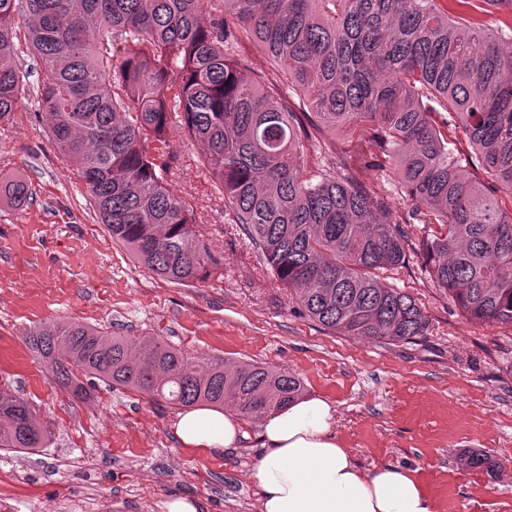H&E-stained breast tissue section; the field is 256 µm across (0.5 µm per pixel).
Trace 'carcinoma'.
<instances>
[{"label":"carcinoma","instance_id":"1","mask_svg":"<svg viewBox=\"0 0 512 512\" xmlns=\"http://www.w3.org/2000/svg\"><path fill=\"white\" fill-rule=\"evenodd\" d=\"M272 63L250 77L239 45ZM512 20L455 15L445 0H0V124L27 93L22 54L40 61L37 102L59 159L84 184L112 240L178 284L219 264L167 183L168 134L182 128L232 222L293 303L342 336L394 344L426 334L415 299L380 271L419 252L470 320L512 326ZM341 129L346 141L321 140ZM462 131L483 179L463 169ZM318 143L316 155L306 146ZM394 174L412 202L391 212L355 172ZM20 204L23 181L0 185ZM429 226L415 247L401 224ZM79 398L81 377L175 407L259 419L298 398L292 373L193 361L155 336H106L80 322L25 333ZM50 428L0 391V449L43 447ZM466 468L494 467L484 454Z\"/></svg>","mask_w":512,"mask_h":512}]
</instances>
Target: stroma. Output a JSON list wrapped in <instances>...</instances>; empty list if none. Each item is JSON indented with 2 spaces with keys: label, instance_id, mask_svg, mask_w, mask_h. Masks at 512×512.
Returning <instances> with one entry per match:
<instances>
[{
  "label": "stroma",
  "instance_id": "obj_1",
  "mask_svg": "<svg viewBox=\"0 0 512 512\" xmlns=\"http://www.w3.org/2000/svg\"><path fill=\"white\" fill-rule=\"evenodd\" d=\"M173 191L222 264L202 283L165 281L114 243L83 184L64 168L45 113L26 104L0 126V179H24L28 204L0 201V389L25 399L52 431L33 453L0 450V499L14 512H260L252 468L257 421L234 448H182L177 409L95 381L89 399L60 389L25 331L76 321L115 336H155L193 357L250 361L296 374L336 409V433L362 468L409 470L436 512H512V327L467 321L420 258L386 272L429 319L426 335L384 344L335 334L301 314L270 266L229 223L198 163L171 128ZM467 451L494 471L468 469Z\"/></svg>",
  "mask_w": 512,
  "mask_h": 512
}]
</instances>
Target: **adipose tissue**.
Masks as SVG:
<instances>
[{"mask_svg":"<svg viewBox=\"0 0 512 512\" xmlns=\"http://www.w3.org/2000/svg\"><path fill=\"white\" fill-rule=\"evenodd\" d=\"M175 435L193 450L236 447L241 422L222 410L199 406L177 416ZM264 450L252 478L260 512H432L421 484L404 468L364 471L336 434V410L308 395L263 416Z\"/></svg>","mask_w":512,"mask_h":512,"instance_id":"1","label":"adipose tissue"}]
</instances>
